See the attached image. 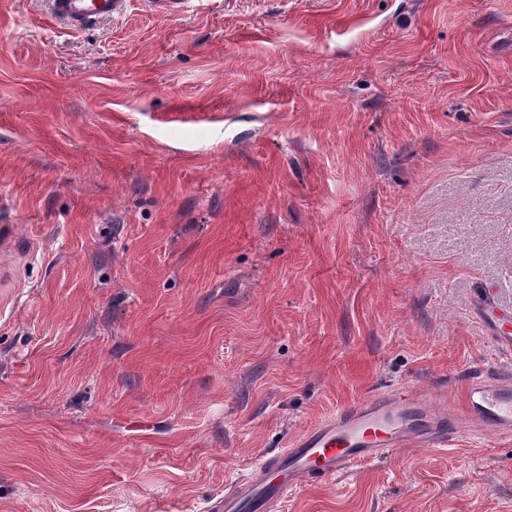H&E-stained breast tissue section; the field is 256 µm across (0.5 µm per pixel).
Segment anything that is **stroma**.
Returning a JSON list of instances; mask_svg holds the SVG:
<instances>
[{
  "mask_svg": "<svg viewBox=\"0 0 512 512\" xmlns=\"http://www.w3.org/2000/svg\"><path fill=\"white\" fill-rule=\"evenodd\" d=\"M0 0V512H204L375 390L496 367L512 0ZM281 512H512L464 425ZM51 13L75 29L123 16L130 0H47Z\"/></svg>",
  "mask_w": 512,
  "mask_h": 512,
  "instance_id": "stroma-1",
  "label": "stroma"
}]
</instances>
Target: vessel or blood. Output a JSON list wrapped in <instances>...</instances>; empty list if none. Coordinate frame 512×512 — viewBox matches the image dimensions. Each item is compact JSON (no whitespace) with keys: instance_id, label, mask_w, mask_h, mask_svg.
<instances>
[{"instance_id":"b4317fda","label":"vessel or blood","mask_w":512,"mask_h":512,"mask_svg":"<svg viewBox=\"0 0 512 512\" xmlns=\"http://www.w3.org/2000/svg\"><path fill=\"white\" fill-rule=\"evenodd\" d=\"M51 13L80 29L123 16L130 0H47ZM492 341L512 350V311L488 309ZM462 405L443 385L378 391L309 428L288 448L260 457L236 477L208 512H276L289 492L350 473L359 465L406 448H445L463 422L512 435V377L488 367L461 379Z\"/></svg>"}]
</instances>
